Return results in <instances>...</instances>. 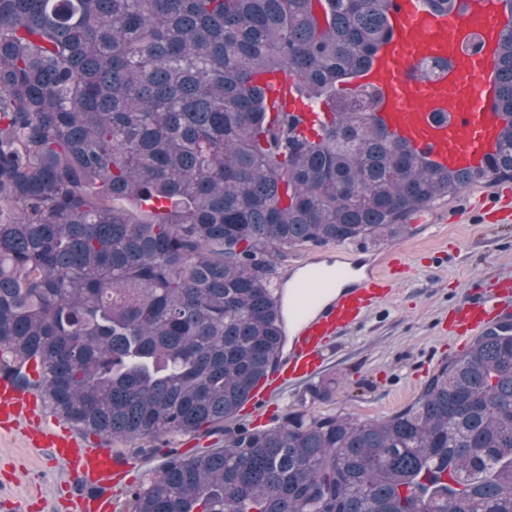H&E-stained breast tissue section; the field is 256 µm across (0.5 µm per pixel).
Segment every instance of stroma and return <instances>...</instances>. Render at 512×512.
Returning <instances> with one entry per match:
<instances>
[{"instance_id": "stroma-1", "label": "stroma", "mask_w": 512, "mask_h": 512, "mask_svg": "<svg viewBox=\"0 0 512 512\" xmlns=\"http://www.w3.org/2000/svg\"><path fill=\"white\" fill-rule=\"evenodd\" d=\"M512 182L470 187L435 205L432 223L413 222L396 242L356 240L365 265L393 262L387 291L362 324L333 339L313 381L289 382L261 409L243 408L238 418L250 426H273L285 406L314 414L377 421L412 404L430 377L466 351L473 333L462 330L453 307L471 290L491 292L512 284V221L495 213L472 219L467 207L478 196L497 199ZM343 245H304L274 254L279 281L298 272L309 258L338 265ZM326 384L329 399L310 402V384ZM62 467L28 447L21 431L0 432V512H73Z\"/></svg>"}]
</instances>
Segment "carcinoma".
<instances>
[{"label": "carcinoma", "instance_id": "carcinoma-1", "mask_svg": "<svg viewBox=\"0 0 512 512\" xmlns=\"http://www.w3.org/2000/svg\"><path fill=\"white\" fill-rule=\"evenodd\" d=\"M390 31L388 0H0L3 371L164 458L128 489L134 512H512L509 324L385 420L235 422L285 346L272 254L396 240L437 201L512 182V27L496 149L462 170L378 122L358 79ZM275 71L326 106L317 139L255 81Z\"/></svg>", "mask_w": 512, "mask_h": 512}]
</instances>
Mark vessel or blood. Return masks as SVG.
I'll return each mask as SVG.
<instances>
[{
  "label": "vessel or blood",
  "instance_id": "vessel-or-blood-1",
  "mask_svg": "<svg viewBox=\"0 0 512 512\" xmlns=\"http://www.w3.org/2000/svg\"><path fill=\"white\" fill-rule=\"evenodd\" d=\"M390 18L391 35L365 78L383 93L380 120L441 167L479 163L497 141L492 56L512 17L500 11L497 0H461L447 15L423 11L419 0H391ZM475 35L484 43L478 56L465 50L466 41ZM434 54L448 58V70L432 81H417L414 67ZM361 254V249H347L349 263L337 266L335 278L304 274L289 291H275V298L288 300V352L279 369L252 389V407H262L278 386L316 376L330 339L360 325L386 277L382 268L363 267ZM511 310L504 291L497 290L461 300L455 317L475 331L483 329L492 314ZM46 412L43 396L0 375V426L21 429L32 446L44 448L49 460L62 463L75 491L99 488V496L89 501L93 512H112V489L125 479L129 463L99 439L76 438L66 427L43 430Z\"/></svg>",
  "mask_w": 512,
  "mask_h": 512
}]
</instances>
